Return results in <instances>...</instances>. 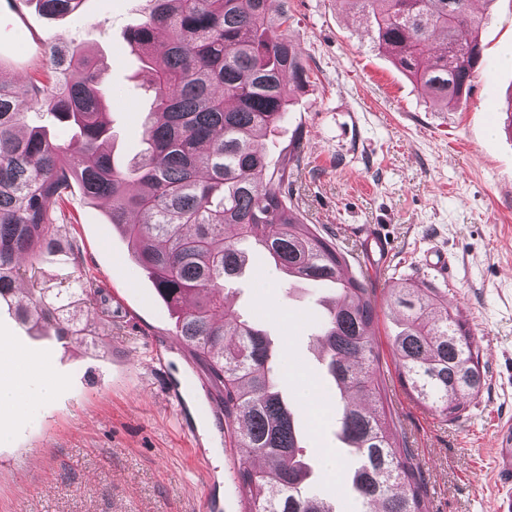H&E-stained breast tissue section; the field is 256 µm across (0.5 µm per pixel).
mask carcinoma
Listing matches in <instances>:
<instances>
[{"mask_svg": "<svg viewBox=\"0 0 512 512\" xmlns=\"http://www.w3.org/2000/svg\"><path fill=\"white\" fill-rule=\"evenodd\" d=\"M83 2L36 0L48 16ZM148 2L127 39L140 52L154 108L143 124L146 149L126 166H116L104 147L110 127L96 80L101 60L58 37L45 44L41 68L25 75L30 105L79 129L67 143L26 129L13 85L0 78V301L22 323L60 339L85 335L93 313L112 323L102 291L83 278L43 288L35 264H20L26 255L62 249L54 225L73 183L91 199H109L110 223L176 315L174 335L224 395L247 512H335L310 490L294 412L276 390L282 354L270 351L267 334L240 319L224 293L246 265L242 242L254 243L287 276L336 285L317 341L338 388L336 435L351 441L344 486L363 512H425L411 450L384 404L371 338L379 319L374 291L359 272H347L349 253L305 223L288 195L301 136L277 165L263 145L288 112L285 81L297 88L309 82L288 38L286 0ZM353 2L373 49L390 56L431 103H460L482 62V17L473 0ZM138 213L149 222L133 220ZM22 278L31 288L18 300ZM389 305L402 316L393 339L402 382L423 405L459 418L484 385L470 330L437 288L401 285L391 289Z\"/></svg>", "mask_w": 512, "mask_h": 512, "instance_id": "obj_1", "label": "carcinoma"}]
</instances>
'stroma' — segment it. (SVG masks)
<instances>
[{"instance_id": "35a3bbf8", "label": "stroma", "mask_w": 512, "mask_h": 512, "mask_svg": "<svg viewBox=\"0 0 512 512\" xmlns=\"http://www.w3.org/2000/svg\"><path fill=\"white\" fill-rule=\"evenodd\" d=\"M146 0H85L49 17L32 0H0V74L21 80L40 65L45 42L58 36L101 57L98 75L112 121L109 143L124 165L144 148L142 113L151 111L147 78L125 40L143 20ZM483 64L466 103L442 109L385 54L370 48L351 0H288V34L309 72L290 88L284 121L264 144L278 156L294 134L300 161L289 186L306 223L350 253L357 225L375 224L394 255L370 283L378 300L411 281L445 291L480 349L485 384L449 422L405 388L391 343L400 326L379 313L375 343L388 405L406 434L426 487L429 512H496V432L512 428V0H476ZM105 200L73 190L55 226L73 244L36 265L45 286L91 277L109 298L112 322L92 318L101 333L60 341L21 324L0 303V355L27 356L34 378H53L47 397L21 415L0 410V512H243L236 483L238 451L224 438V402L187 347L172 348L175 318L108 220ZM452 256L448 280L428 269L425 252ZM232 285L235 307L281 349V391L296 408L305 453L318 473L314 489L339 512H360L344 492L348 459L336 444L335 403L312 345L323 288H292L260 250ZM318 406H307L308 385ZM179 402H172V395ZM196 432L204 459L187 436Z\"/></svg>"}]
</instances>
